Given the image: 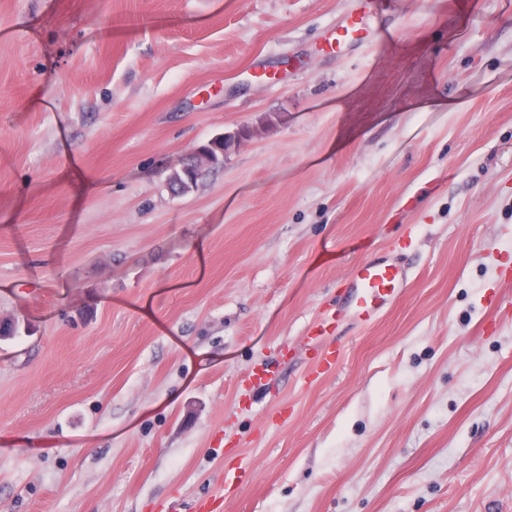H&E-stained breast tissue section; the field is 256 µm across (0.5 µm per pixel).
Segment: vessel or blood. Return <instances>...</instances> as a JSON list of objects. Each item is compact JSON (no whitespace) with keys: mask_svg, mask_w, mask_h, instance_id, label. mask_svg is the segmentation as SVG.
<instances>
[{"mask_svg":"<svg viewBox=\"0 0 512 512\" xmlns=\"http://www.w3.org/2000/svg\"><path fill=\"white\" fill-rule=\"evenodd\" d=\"M374 34L368 0H355L353 8L329 29L326 41L332 50L344 52L371 40ZM406 279L404 269L387 261L366 260L357 263L349 276L351 317L362 325L372 323L383 308L397 297Z\"/></svg>","mask_w":512,"mask_h":512,"instance_id":"1","label":"vessel or blood"}]
</instances>
